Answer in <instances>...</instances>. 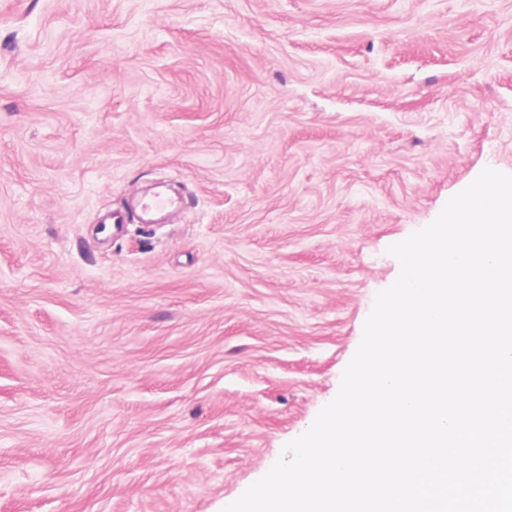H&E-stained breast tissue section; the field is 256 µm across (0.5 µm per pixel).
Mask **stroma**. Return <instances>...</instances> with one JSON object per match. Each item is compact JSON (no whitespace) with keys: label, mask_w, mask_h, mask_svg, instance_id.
Masks as SVG:
<instances>
[{"label":"stroma","mask_w":512,"mask_h":512,"mask_svg":"<svg viewBox=\"0 0 512 512\" xmlns=\"http://www.w3.org/2000/svg\"><path fill=\"white\" fill-rule=\"evenodd\" d=\"M488 167L512 0H0V512H223ZM169 200L162 194L158 193L155 195L150 203L143 204L140 206L137 219L140 224H157L161 219L160 215L164 210L168 209Z\"/></svg>","instance_id":"1"}]
</instances>
